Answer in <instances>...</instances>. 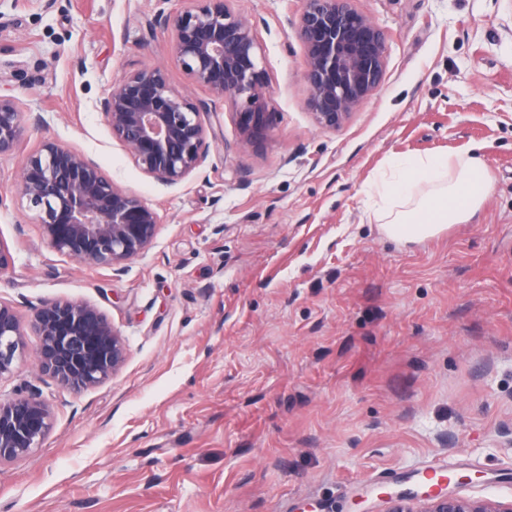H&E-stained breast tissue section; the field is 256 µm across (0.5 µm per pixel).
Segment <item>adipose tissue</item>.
Here are the masks:
<instances>
[{
	"mask_svg": "<svg viewBox=\"0 0 512 512\" xmlns=\"http://www.w3.org/2000/svg\"><path fill=\"white\" fill-rule=\"evenodd\" d=\"M492 190L491 174L474 153L420 156L376 183L369 211L388 236L415 243L471 221Z\"/></svg>",
	"mask_w": 512,
	"mask_h": 512,
	"instance_id": "obj_1",
	"label": "adipose tissue"
}]
</instances>
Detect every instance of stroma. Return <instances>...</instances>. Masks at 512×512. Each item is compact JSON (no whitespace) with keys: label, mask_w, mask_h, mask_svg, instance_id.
Masks as SVG:
<instances>
[{"label":"stroma","mask_w":512,"mask_h":512,"mask_svg":"<svg viewBox=\"0 0 512 512\" xmlns=\"http://www.w3.org/2000/svg\"><path fill=\"white\" fill-rule=\"evenodd\" d=\"M185 0H0V94L24 117L0 155V299L105 313L126 359L72 391L35 369L49 433L0 465V512H383L426 467L473 499L512 501V0H352L384 29L381 90L339 128L307 107L301 0H232L254 24L268 128L243 143L210 102L203 165L162 185L100 103L148 65L208 99L158 12ZM75 146L162 217L122 270L59 255L17 194L46 140ZM476 150L494 190L470 222L389 238L367 190L390 164Z\"/></svg>","instance_id":"1"}]
</instances>
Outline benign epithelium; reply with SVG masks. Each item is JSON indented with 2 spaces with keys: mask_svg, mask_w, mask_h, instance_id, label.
<instances>
[{
  "mask_svg": "<svg viewBox=\"0 0 512 512\" xmlns=\"http://www.w3.org/2000/svg\"><path fill=\"white\" fill-rule=\"evenodd\" d=\"M179 12L155 18L174 32L172 53L195 84L239 107L244 142L260 136L270 114L262 101L260 46L251 21L232 0H188ZM298 32L306 50L307 104L321 128L342 126L351 112L375 95L384 81L388 44L382 28L351 6V0H303ZM207 103L172 85L161 66H144L120 80L101 101L112 137L143 173L164 185L183 181L207 156ZM22 112L0 95V155L17 148ZM18 190L35 212L44 243L56 253L89 265L114 267L145 253L161 217L146 201L120 187L84 153L47 141L29 155ZM39 338L37 371L58 385L80 391L97 385L123 364L126 347L96 306L47 302L29 327L0 300V380L10 376L25 351L27 333ZM51 425L40 394L18 391L0 398V464L38 447ZM427 502L391 497L385 512H512L508 504L474 501L434 488Z\"/></svg>",
  "mask_w": 512,
  "mask_h": 512,
  "instance_id": "7a95c632",
  "label": "benign epithelium"
}]
</instances>
